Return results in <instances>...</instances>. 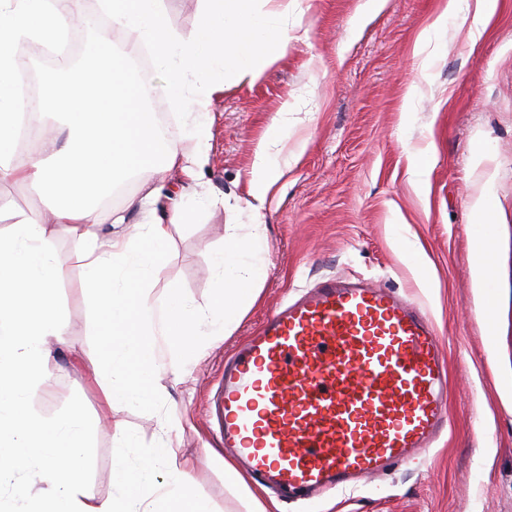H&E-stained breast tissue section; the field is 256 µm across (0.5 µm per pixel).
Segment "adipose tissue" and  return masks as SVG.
<instances>
[{"label":"adipose tissue","instance_id":"obj_1","mask_svg":"<svg viewBox=\"0 0 512 512\" xmlns=\"http://www.w3.org/2000/svg\"><path fill=\"white\" fill-rule=\"evenodd\" d=\"M100 9L111 30L124 33L123 51L86 53L78 73L64 86H43L39 114L51 117L54 127L42 146L21 160L13 150L19 111L15 50L24 42L44 44L84 22L85 7L84 0H65L61 8L56 0H0V182L33 185L57 203L54 224L43 223L40 212L32 211L17 215L9 231H0V484L35 470L40 494L24 500L18 512H162V498L187 501L185 512H208L187 492L190 462L177 460L164 445L154 450L168 467V480L160 489H153L144 471L137 488H130L129 469L120 461L113 480L125 490L122 501L86 495L77 451L85 447L93 420L78 402L62 416L46 415L31 405V396L49 378L52 344L64 341L54 299L63 275L52 245L54 226L75 230L84 286L96 312L111 327L127 331L122 340L106 341L108 366L96 362L91 368L106 405L156 397L158 376L170 368L165 352L194 350L202 334H231L255 301L265 269L217 256L224 293L212 322L177 300L155 306L147 283L171 226L185 218L182 202L170 197L167 209L157 212L161 190L150 189L140 201L146 222L121 235L113 234L112 227L125 217L105 202L134 171L160 163L196 181L208 160L204 118L221 88L206 84L193 90L196 133L169 143L157 130L154 110L143 105L156 90L141 81L129 61L145 44L161 64L178 51L180 63L169 83L175 96L188 78L205 75L229 57L240 62L238 81L253 80L260 64L285 52L288 30L269 25L253 0H204L199 34L192 40L168 27L160 0H100ZM131 360L139 369L134 381L125 373Z\"/></svg>","mask_w":512,"mask_h":512}]
</instances>
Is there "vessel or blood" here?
Returning a JSON list of instances; mask_svg holds the SVG:
<instances>
[{
	"label": "vessel or blood",
	"mask_w": 512,
	"mask_h": 512,
	"mask_svg": "<svg viewBox=\"0 0 512 512\" xmlns=\"http://www.w3.org/2000/svg\"><path fill=\"white\" fill-rule=\"evenodd\" d=\"M430 316L389 289L327 278L274 311L224 364L217 439L282 498L350 489L447 431Z\"/></svg>",
	"instance_id": "1"
}]
</instances>
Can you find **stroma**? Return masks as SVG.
I'll return each instance as SVG.
<instances>
[{
  "label": "stroma",
  "instance_id": "stroma-1",
  "mask_svg": "<svg viewBox=\"0 0 512 512\" xmlns=\"http://www.w3.org/2000/svg\"><path fill=\"white\" fill-rule=\"evenodd\" d=\"M257 2L270 23L287 24L288 49L250 83L236 81L235 59L213 70L224 90L208 114L200 185L175 169L141 170L112 206L134 225L145 216L133 202L150 188L182 195L187 216L172 226L152 280L155 292L173 290L199 312L220 294L216 255L264 225L259 295L231 335L203 337L188 358L168 353L178 371L161 374L162 397L113 406L91 433L84 490L117 497L120 460L163 484L167 466L151 452L165 441L194 462L188 489L209 512H512V0H498L475 48L465 18L472 0L449 13L444 0ZM282 111L286 147L275 161L287 171L258 202L253 164ZM423 154L430 164L419 179L412 162ZM51 208L30 185L0 182V215ZM486 225L490 280L471 260ZM53 244L67 345L54 349L52 386L31 404L52 416L78 399L93 418L101 392L83 360L100 357L109 326L93 315L70 228L57 227ZM322 278L363 279L427 307L446 342L451 427L422 463L394 466L348 494L286 502L252 479L226 482L206 401L234 346Z\"/></svg>",
  "mask_w": 512,
  "mask_h": 512
}]
</instances>
